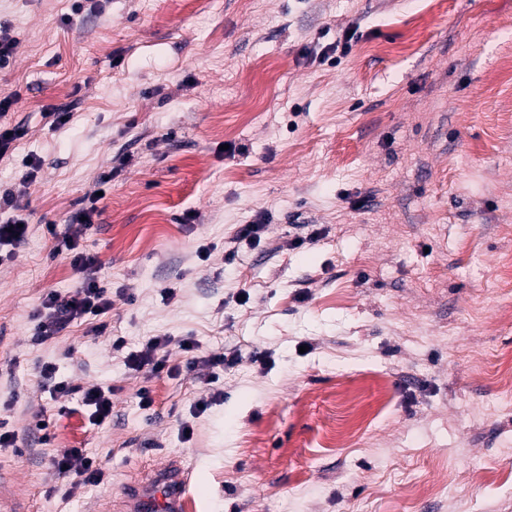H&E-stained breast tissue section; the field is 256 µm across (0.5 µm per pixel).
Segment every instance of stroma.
Instances as JSON below:
<instances>
[{
    "instance_id": "stroma-1",
    "label": "stroma",
    "mask_w": 512,
    "mask_h": 512,
    "mask_svg": "<svg viewBox=\"0 0 512 512\" xmlns=\"http://www.w3.org/2000/svg\"><path fill=\"white\" fill-rule=\"evenodd\" d=\"M0 27L20 130L0 192L29 222L0 263V512H103L172 461L195 512H512V408L486 411L502 384L472 359L512 350L493 287L512 253V0H0ZM51 224L101 264L102 333L35 338L42 297L83 280ZM159 335L172 373L128 369ZM187 338L236 364L201 385ZM366 365L387 408L337 439L350 404H375L350 380ZM60 380L111 388V417L91 424ZM65 448L102 482L68 493ZM417 481L436 496H409Z\"/></svg>"
}]
</instances>
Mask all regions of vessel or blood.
<instances>
[{"label":"vessel or blood","mask_w":512,"mask_h":512,"mask_svg":"<svg viewBox=\"0 0 512 512\" xmlns=\"http://www.w3.org/2000/svg\"><path fill=\"white\" fill-rule=\"evenodd\" d=\"M192 475L172 463L145 482L125 487V512H187Z\"/></svg>","instance_id":"1"}]
</instances>
